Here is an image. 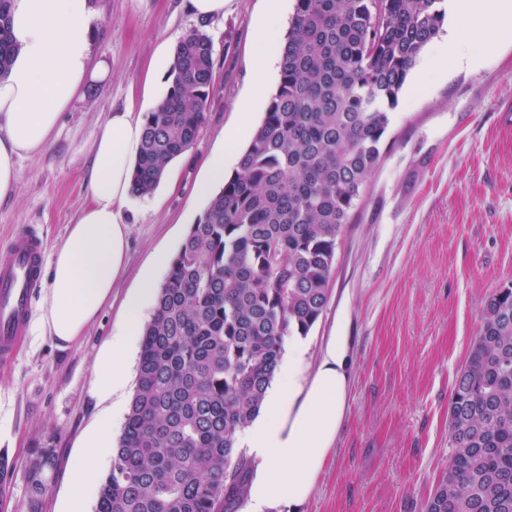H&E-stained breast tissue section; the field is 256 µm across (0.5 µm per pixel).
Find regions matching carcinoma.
<instances>
[{"instance_id": "carcinoma-1", "label": "carcinoma", "mask_w": 512, "mask_h": 512, "mask_svg": "<svg viewBox=\"0 0 512 512\" xmlns=\"http://www.w3.org/2000/svg\"><path fill=\"white\" fill-rule=\"evenodd\" d=\"M443 0H296L280 80L261 124L192 225L145 324L135 390L96 512H229L250 461L239 431L258 415L288 336L331 294L345 224L380 165L408 72L441 32ZM0 0V73L15 55ZM214 46L177 44L165 96L143 122L131 193L151 194L195 141ZM448 470L425 512H512V288L487 300L448 405ZM52 449L35 452L32 502Z\"/></svg>"}]
</instances>
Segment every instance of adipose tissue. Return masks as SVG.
Wrapping results in <instances>:
<instances>
[{
	"mask_svg": "<svg viewBox=\"0 0 512 512\" xmlns=\"http://www.w3.org/2000/svg\"><path fill=\"white\" fill-rule=\"evenodd\" d=\"M271 14L257 31L259 63L255 94H262L279 57L278 13L284 0H269ZM453 11L473 20L484 55L512 39V0H452ZM97 21L92 0H12L10 34L18 52L0 75V200L10 197L20 158L42 152L63 113L88 79L105 76L94 65L88 34ZM468 42L445 38L422 58L420 74L447 73L475 64ZM143 123L129 112H115L91 145L90 204L68 228L49 266L47 298L31 322V333L62 346L76 344L101 313L124 271L129 227L122 206L131 195L133 161ZM170 264L158 252L154 267L125 298L119 329L103 344L94 364L95 392L125 409L127 362L137 348L157 299V273ZM308 346L293 337L281 357L256 419L238 435V445L254 468L245 512H301L336 444L349 388L346 339L330 336L318 363ZM112 454L109 425L91 431L75 464L62 512H87L102 464Z\"/></svg>",
	"mask_w": 512,
	"mask_h": 512,
	"instance_id": "ef3b65f1",
	"label": "adipose tissue"
}]
</instances>
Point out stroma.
I'll list each match as a JSON object with an SVG mask.
<instances>
[{
	"instance_id": "obj_1",
	"label": "stroma",
	"mask_w": 512,
	"mask_h": 512,
	"mask_svg": "<svg viewBox=\"0 0 512 512\" xmlns=\"http://www.w3.org/2000/svg\"><path fill=\"white\" fill-rule=\"evenodd\" d=\"M89 33L110 75L88 85L64 112L50 146L18 163L14 194L0 200V245L23 225L53 253L90 198L91 144L113 112L143 115L170 85L162 56L197 30L214 44L205 119L193 145L157 188L130 198L129 260L115 287L125 297L158 251L177 253L208 201L197 189L205 161L239 125L252 92L255 31L267 0H228L202 21L188 0H96ZM408 74L392 110L379 167L336 249L328 305L307 335L310 361L329 336L345 337L350 388L336 452L303 512H424L448 468V402L469 356L484 306L512 287V43L477 70L460 68L416 90ZM105 307L79 342L62 347L21 335L0 361V453L14 466L0 512H30L35 449L56 467L39 512H60L85 434L124 419L94 390V362L118 321Z\"/></svg>"
}]
</instances>
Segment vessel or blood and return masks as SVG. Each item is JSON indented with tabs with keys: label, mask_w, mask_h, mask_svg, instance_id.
Listing matches in <instances>:
<instances>
[{
	"label": "vessel or blood",
	"mask_w": 512,
	"mask_h": 512,
	"mask_svg": "<svg viewBox=\"0 0 512 512\" xmlns=\"http://www.w3.org/2000/svg\"><path fill=\"white\" fill-rule=\"evenodd\" d=\"M45 247L35 227L0 246V358L12 357L40 286Z\"/></svg>",
	"instance_id": "obj_1"
}]
</instances>
